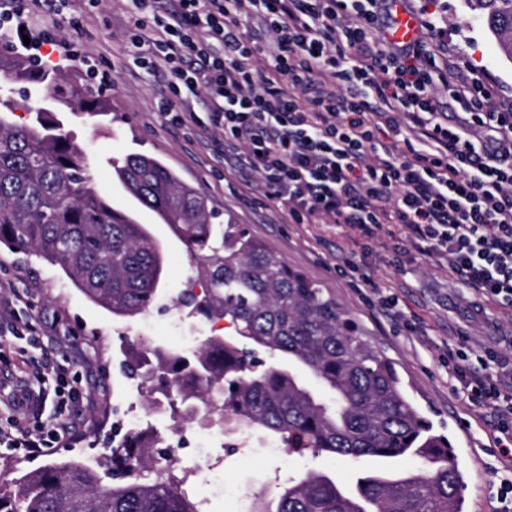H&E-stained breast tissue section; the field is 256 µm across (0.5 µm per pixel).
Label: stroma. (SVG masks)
<instances>
[{
    "label": "stroma",
    "mask_w": 512,
    "mask_h": 512,
    "mask_svg": "<svg viewBox=\"0 0 512 512\" xmlns=\"http://www.w3.org/2000/svg\"><path fill=\"white\" fill-rule=\"evenodd\" d=\"M407 5L412 12L432 17V44H448L461 65L485 72L495 90L512 95V61L501 55L494 35L467 0H408ZM70 14L77 17L78 27L54 25L43 9L32 8L29 32L36 36L51 29L60 42L77 43L101 70L112 74L114 82L103 89L107 114L90 122L65 115L64 130L84 152L100 196L151 229L165 256L166 276L148 314L120 318L88 300L58 266L0 244V301L12 300L14 292L24 293L44 353L69 361L84 390L83 401L67 413L73 432L46 453H0V481L15 480L53 462L111 455L112 412L118 408L138 427L167 429L168 411L150 412L135 383L122 376L121 341L182 349L187 340L198 343L232 332L227 322L174 307V300L192 286L195 259L168 225L124 190L105 163L108 155L137 152L159 158L197 187L217 213L218 223L244 225L289 267L333 296L374 349L393 363L422 414L437 432L448 436L465 482L463 512H497L493 489L512 469V459L503 457L495 442L494 412L453 391L448 365L461 360L479 374L486 352L512 358V319L492 303L473 313L472 294L449 276L446 261L422 255L403 225H389L381 244L370 247L346 227L288 223L265 204L255 175L225 158L221 132L197 137L162 116L159 106L168 96L164 82L146 79L125 51L124 0H98L94 7L74 0ZM349 259L384 294L397 298V305H373L368 288L353 287L341 276L338 269ZM13 326L10 320L0 322V398L5 400L35 384L16 369ZM180 457L174 473L183 478L184 490L200 502L203 512H237L239 494H271L289 477L308 469L326 468L344 481L356 469L354 463L340 459L285 452L259 429L226 433L212 428L204 445L181 452Z\"/></svg>",
    "instance_id": "1"
}]
</instances>
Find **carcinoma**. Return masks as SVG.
Returning <instances> with one entry per match:
<instances>
[{
	"mask_svg": "<svg viewBox=\"0 0 512 512\" xmlns=\"http://www.w3.org/2000/svg\"><path fill=\"white\" fill-rule=\"evenodd\" d=\"M501 53L512 60V0H473ZM45 95L50 107L23 125L0 101V243L59 266L91 301L124 318L149 311L166 275L148 229L108 205L82 150L57 112L94 116L103 99L12 48L0 52V88ZM118 181L154 211L198 259L203 295L180 300L235 336H209L189 354L143 344L121 349L128 379L151 386L150 404L178 424L261 428L290 452L328 453L362 464L342 482L310 470L251 512H462L463 479L448 438L433 433L393 364L361 337L336 299L290 270L241 224H214L207 200L160 160L112 161ZM160 432L123 439L97 467L48 464L15 491L0 484V512H199L171 471L153 459ZM417 461L392 473L382 464ZM121 482L103 484L112 472Z\"/></svg>",
	"mask_w": 512,
	"mask_h": 512,
	"instance_id": "cac0c4a2",
	"label": "carcinoma"
}]
</instances>
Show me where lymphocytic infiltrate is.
<instances>
[{"label": "lymphocytic infiltrate", "instance_id": "f902f5d3", "mask_svg": "<svg viewBox=\"0 0 512 512\" xmlns=\"http://www.w3.org/2000/svg\"><path fill=\"white\" fill-rule=\"evenodd\" d=\"M127 49L169 92L183 125L204 111L292 224H336L377 243L412 230L466 287L512 308V100L486 77L449 79L447 50L398 45L391 0H126ZM455 392L502 417L512 452V364L448 370ZM47 419L11 402L0 447L46 452L83 397L69 365L46 362Z\"/></svg>", "mask_w": 512, "mask_h": 512}]
</instances>
